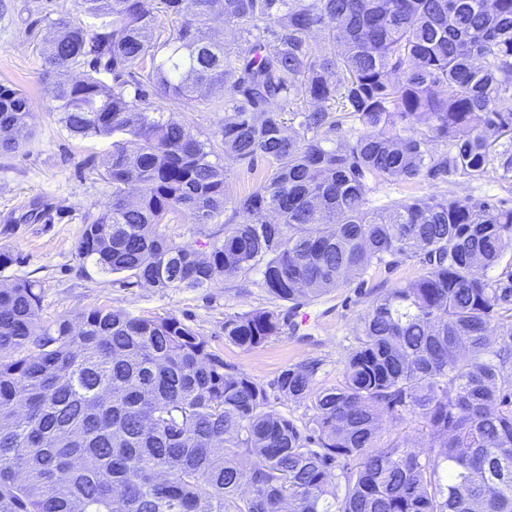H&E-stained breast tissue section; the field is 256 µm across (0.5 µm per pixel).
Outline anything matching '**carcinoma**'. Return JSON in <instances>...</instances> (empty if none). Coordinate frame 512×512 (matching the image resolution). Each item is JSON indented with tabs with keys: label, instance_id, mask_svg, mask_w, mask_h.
I'll return each mask as SVG.
<instances>
[{
	"label": "carcinoma",
	"instance_id": "carcinoma-1",
	"mask_svg": "<svg viewBox=\"0 0 512 512\" xmlns=\"http://www.w3.org/2000/svg\"><path fill=\"white\" fill-rule=\"evenodd\" d=\"M81 8L109 30L60 15L41 51L63 130L112 140V197L85 216L80 259L158 292L256 270L292 303L413 255L424 268L371 301L342 379L317 390V363L266 385L175 316L96 308L44 326L38 282L1 283L0 512H512V208L368 200L494 161L512 173V149L494 148L512 135V0ZM200 105L224 113L206 140L172 117ZM32 136L27 95L0 84V155ZM224 156L267 165L229 216ZM177 216L224 236L206 256L176 245L159 227ZM280 330L268 308L224 317L245 351ZM396 414L420 420L427 450L377 446Z\"/></svg>",
	"mask_w": 512,
	"mask_h": 512
}]
</instances>
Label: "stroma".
I'll use <instances>...</instances> for the list:
<instances>
[{
	"label": "stroma",
	"mask_w": 512,
	"mask_h": 512,
	"mask_svg": "<svg viewBox=\"0 0 512 512\" xmlns=\"http://www.w3.org/2000/svg\"><path fill=\"white\" fill-rule=\"evenodd\" d=\"M42 6L43 0H0V83L15 85L26 93L34 124V136L24 152L0 155V250L15 257L0 277L39 282L40 316L45 324L63 319L74 322L82 313L101 307L122 309L134 316L173 315L203 336L226 363L260 382L270 383L286 367L316 359L321 368L315 387L338 384L342 362L356 344L358 318L371 291L395 288L416 278L422 271L419 258L370 271L365 279H352L305 302L299 310L272 300L254 271L224 276L212 288L164 293L131 285L120 274L96 271L91 262L78 258L76 245L85 214L98 212L112 196V186L102 175L111 142L70 139L52 114L41 55L48 27ZM430 193L461 200L491 199L512 206V174L504 175L493 165L477 180L383 183L370 193L369 205L381 208ZM162 231L170 242L203 252L222 227L192 224L179 217ZM260 308L280 313L281 334L250 351L225 345V317ZM302 310L312 315L309 325L299 323Z\"/></svg>",
	"instance_id": "1"
}]
</instances>
